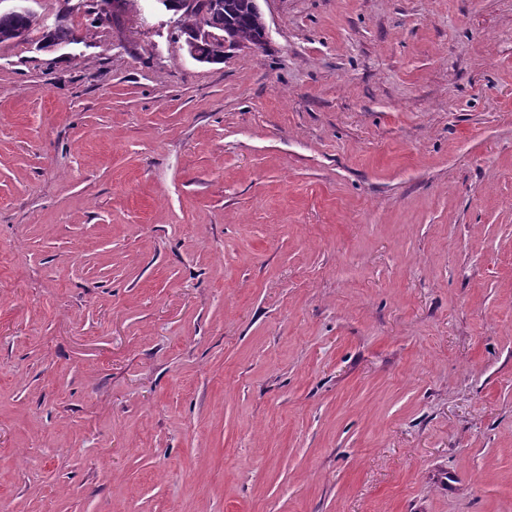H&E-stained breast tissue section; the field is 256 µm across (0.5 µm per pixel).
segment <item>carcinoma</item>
Segmentation results:
<instances>
[{
  "mask_svg": "<svg viewBox=\"0 0 512 512\" xmlns=\"http://www.w3.org/2000/svg\"><path fill=\"white\" fill-rule=\"evenodd\" d=\"M175 8L181 22L180 31L185 36L201 22L217 32L230 27L238 38L246 41L258 37L264 28L263 17L251 7L250 0H228L222 9L213 7L212 0H195L190 10L181 8L178 3ZM34 25L33 15L24 7L0 11V43L29 37ZM75 39L74 27L66 17L60 16L41 35L39 43L43 48L64 47Z\"/></svg>",
  "mask_w": 512,
  "mask_h": 512,
  "instance_id": "cac0c4a2",
  "label": "carcinoma"
}]
</instances>
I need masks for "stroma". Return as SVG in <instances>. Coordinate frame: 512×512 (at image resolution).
<instances>
[{
	"label": "stroma",
	"mask_w": 512,
	"mask_h": 512,
	"mask_svg": "<svg viewBox=\"0 0 512 512\" xmlns=\"http://www.w3.org/2000/svg\"><path fill=\"white\" fill-rule=\"evenodd\" d=\"M0 43V512H512V0H28ZM194 1L195 6L191 10L182 9L179 3L175 4L176 11L179 14L177 19L178 23L182 22L180 23V31L183 35L187 37L188 34L203 21L208 27L217 32H222L224 27H231L238 38L231 33L217 35L200 24L193 32V38L190 41V55L192 57L199 56L196 49L197 46L203 43H221L224 54H226L228 50L241 46H248L253 50L262 49L264 47L265 36L250 41L258 37L265 27L262 15L255 11L258 10L256 0H225L228 1V3L227 6L222 9L214 8L211 0ZM250 1L255 10L251 7ZM200 52L208 57L206 61L202 62H215L224 58V54H221V46L201 48ZM34 17L24 6L1 11L0 9V43L25 39L34 30ZM77 38L74 27L68 22L66 16L58 17L53 26L41 35L39 43L41 48L64 47Z\"/></svg>",
	"instance_id": "35a3bbf8"
}]
</instances>
